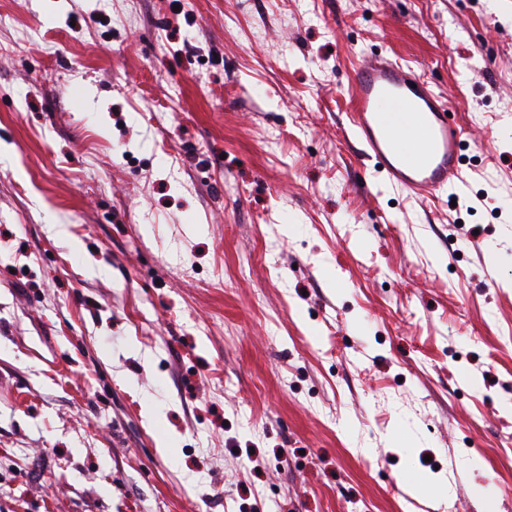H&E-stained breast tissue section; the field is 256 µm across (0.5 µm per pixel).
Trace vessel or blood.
I'll return each instance as SVG.
<instances>
[{
  "label": "vessel or blood",
  "mask_w": 512,
  "mask_h": 512,
  "mask_svg": "<svg viewBox=\"0 0 512 512\" xmlns=\"http://www.w3.org/2000/svg\"><path fill=\"white\" fill-rule=\"evenodd\" d=\"M352 122L366 154L397 189L430 197L461 177L465 132L447 101L407 66L375 57L357 72Z\"/></svg>",
  "instance_id": "b4317fda"
}]
</instances>
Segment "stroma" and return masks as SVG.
Returning a JSON list of instances; mask_svg holds the SVG:
<instances>
[{"label": "stroma", "instance_id": "35a3bbf8", "mask_svg": "<svg viewBox=\"0 0 512 512\" xmlns=\"http://www.w3.org/2000/svg\"><path fill=\"white\" fill-rule=\"evenodd\" d=\"M372 52L492 140L449 193ZM0 512H512V0H0ZM352 96L365 152L395 188L430 197L461 178L467 135L410 67L374 57L357 72Z\"/></svg>", "mask_w": 512, "mask_h": 512}]
</instances>
